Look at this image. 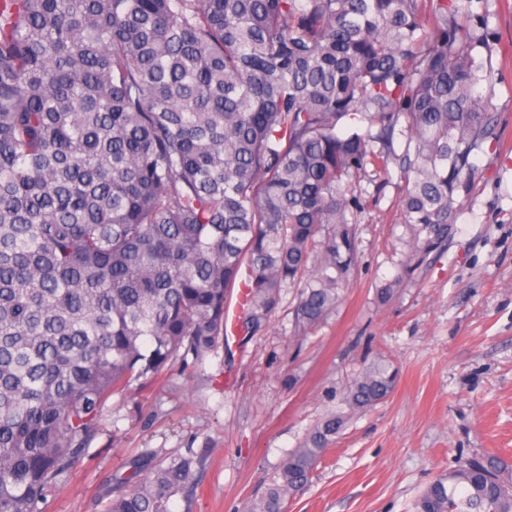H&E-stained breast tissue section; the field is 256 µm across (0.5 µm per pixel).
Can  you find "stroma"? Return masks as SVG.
<instances>
[{
	"label": "stroma",
	"instance_id": "35a3bbf8",
	"mask_svg": "<svg viewBox=\"0 0 512 512\" xmlns=\"http://www.w3.org/2000/svg\"><path fill=\"white\" fill-rule=\"evenodd\" d=\"M493 103L504 129L446 246L393 300L376 290L405 256L399 176L362 181L356 277L338 311L308 336L292 333L284 293L266 335L236 340L198 366L112 397L91 454L47 498L45 512H101L98 496L148 449H206L192 500L171 512H245L289 450L375 362L397 371L392 394L350 420L286 512H412L439 474L495 453L512 462V0H495Z\"/></svg>",
	"mask_w": 512,
	"mask_h": 512
}]
</instances>
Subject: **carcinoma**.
I'll list each match as a JSON object with an SVG mask.
<instances>
[{
	"label": "carcinoma",
	"instance_id": "obj_1",
	"mask_svg": "<svg viewBox=\"0 0 512 512\" xmlns=\"http://www.w3.org/2000/svg\"><path fill=\"white\" fill-rule=\"evenodd\" d=\"M494 2L0 0V512H44L113 396L223 347L234 289L243 346L287 289L293 332L320 327L355 276L370 167L399 173L393 299L500 147ZM395 384L367 366L246 512H285ZM203 460L147 451L103 512H170ZM413 512H512V464L459 462Z\"/></svg>",
	"mask_w": 512,
	"mask_h": 512
}]
</instances>
